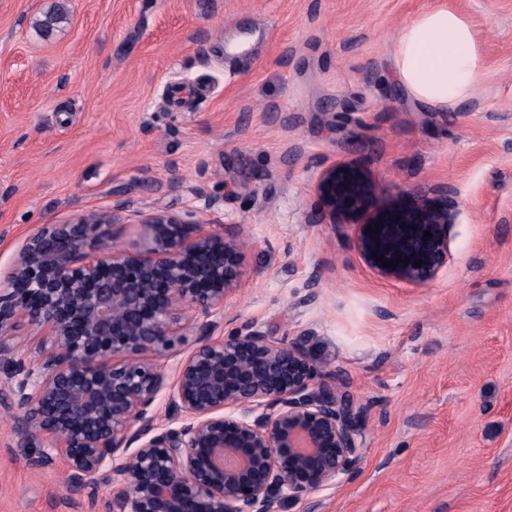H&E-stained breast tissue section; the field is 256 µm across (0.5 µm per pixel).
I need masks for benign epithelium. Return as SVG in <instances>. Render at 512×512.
<instances>
[{
  "instance_id": "1",
  "label": "benign epithelium",
  "mask_w": 512,
  "mask_h": 512,
  "mask_svg": "<svg viewBox=\"0 0 512 512\" xmlns=\"http://www.w3.org/2000/svg\"><path fill=\"white\" fill-rule=\"evenodd\" d=\"M316 191L308 222L356 224L352 246L375 274L420 285L447 265L448 187L434 204L375 207V187L335 163ZM131 203L40 225L0 278V356L15 351L20 322L48 336L0 379L18 432L51 441L29 465L62 463L72 493L111 485L105 512H284L352 480L366 451L364 407L346 383L294 340L249 328L215 335L243 285L239 232L139 211L145 245L116 250L105 225ZM188 320L195 347L169 382L156 360L175 353ZM164 393L181 412L175 426L158 422Z\"/></svg>"
}]
</instances>
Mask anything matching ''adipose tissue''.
<instances>
[{
	"label": "adipose tissue",
	"mask_w": 512,
	"mask_h": 512,
	"mask_svg": "<svg viewBox=\"0 0 512 512\" xmlns=\"http://www.w3.org/2000/svg\"><path fill=\"white\" fill-rule=\"evenodd\" d=\"M392 71L416 100L439 110L453 108L471 95L480 79L471 23L447 8L418 13L397 37Z\"/></svg>",
	"instance_id": "obj_1"
}]
</instances>
